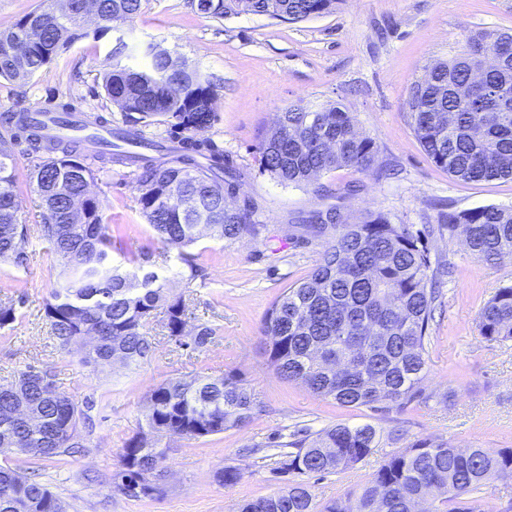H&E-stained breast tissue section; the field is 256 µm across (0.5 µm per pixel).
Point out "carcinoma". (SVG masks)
Here are the masks:
<instances>
[{
	"mask_svg": "<svg viewBox=\"0 0 512 512\" xmlns=\"http://www.w3.org/2000/svg\"><path fill=\"white\" fill-rule=\"evenodd\" d=\"M95 4L103 30L117 20L132 21L141 0H42L13 27L0 30V78L26 82L59 52L85 36L84 4ZM338 0H191L200 14L222 19L240 14L267 15L300 22L330 12ZM511 34L476 35L467 52L439 62L416 81L408 109L414 134L427 156L463 182L512 178V112H498L496 91L512 94V57L506 69L494 67L486 76L487 92L471 112L461 89L486 62L496 61ZM144 70L121 63L102 77L106 98L126 122L167 125L177 145L163 141L140 146L171 159L135 154L119 141L106 142L95 153L86 140L60 138L45 132L43 123L25 112H7L3 124L10 137L0 136V262L27 263L26 244L33 237L64 267V282L44 303L58 348L80 355L83 365L119 360L137 364L153 351L147 328L154 311L163 308L165 328L179 347L203 348L214 330L194 327L191 342L183 340L188 325L181 295H169L159 276L146 269L153 251L142 248L127 257L129 267L111 264L117 241L106 231L102 205L89 195L95 165L138 163L135 180L142 215L167 250L177 252L180 275L190 286L201 277L189 248L198 238V215L167 200L177 183L185 199L201 201L210 212V236L234 240L256 235V207L246 200L229 208L226 196L236 194V170L224 149L212 139L195 138L197 128L216 121L215 89L196 70L172 76L170 59L148 42L139 47ZM23 140L37 163L28 185L44 208V221L34 227L21 222L15 202L17 177L6 140ZM259 168L281 184L308 185L331 169H369L377 148L361 135L351 115L336 107L307 111L290 106L280 113L277 128L258 146ZM84 198L80 223L71 224L69 200ZM313 232L334 231V239L303 281L278 296L264 320L268 358L277 374L305 385L314 394L345 407L367 406L386 411L415 400L425 376V341L435 318L436 289L429 286L447 273L432 265L425 239L434 228L416 233L395 224L385 213L356 223L336 208L315 210L305 218ZM438 223L448 230L463 226L473 256L492 263L512 256V207L487 205L446 213ZM478 328L490 342L512 341V285H503L482 308ZM94 332V344L80 348ZM29 366L13 381L0 385V454L52 457L75 453L74 436L91 416L54 388L42 387ZM49 376V372H38ZM256 403L234 373L170 379L153 390L146 425L129 439L115 475L122 481L160 467L165 452L160 437L175 433L188 438L216 435L242 426ZM278 444V470L293 475L332 474L355 467L378 447L379 434L370 425L335 424L311 435L293 434ZM512 481V448L493 454L483 448H455L446 441L418 440L396 450L346 500L316 503L299 482L276 494L247 501L239 512H475L470 496L486 484ZM0 512H64L60 498L46 485L0 465Z\"/></svg>",
	"mask_w": 512,
	"mask_h": 512,
	"instance_id": "cac0c4a2",
	"label": "carcinoma"
}]
</instances>
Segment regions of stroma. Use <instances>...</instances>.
Returning <instances> with one entry per match:
<instances>
[{
    "label": "stroma",
    "mask_w": 512,
    "mask_h": 512,
    "mask_svg": "<svg viewBox=\"0 0 512 512\" xmlns=\"http://www.w3.org/2000/svg\"><path fill=\"white\" fill-rule=\"evenodd\" d=\"M85 24L86 37L59 53L24 83L0 80V113L67 104L111 118L113 125L147 138L165 127L124 123L101 88L116 36L129 48L152 42L175 52L216 88L217 119L200 138L222 145L241 172L238 199L257 207L258 235L221 241L201 234L191 251L205 281L186 287L176 252L164 251L141 213L134 166L99 169L90 184L101 201L109 234L122 247L113 263L140 247L155 250L154 270L167 291L184 295L190 325L214 329L200 350L169 341L163 311L151 324L154 352L132 366H81L59 352L43 304L62 281L61 267L44 243L30 239L24 267L0 264V301L22 300L16 321L0 329V384L32 365L49 369L56 391L90 405L92 430H80V453L34 459L9 454L21 471H36L68 512H237L243 501L265 497L300 481L315 502L343 498L386 456L419 439H444L458 448L490 452L512 448V342H487L477 323L497 289L512 282V256L491 264L471 255L461 230L437 225L439 212L484 205L512 206V180L466 183L424 153L411 126L407 101L429 68L466 52L470 36L512 33V0H339L330 13L298 23L265 15L208 18L189 0H142L131 22L108 33ZM291 105L315 110L337 106L378 148L366 172L341 167L311 185H284L260 170L257 147ZM338 206L350 219L388 214L410 230L435 227L427 246L450 268L440 286L441 309L426 345L420 399L386 412L343 407L305 386L280 378L267 361L264 316L286 288L306 278L328 243L312 237L299 217ZM237 373L258 410L250 422L200 439L169 434L159 441L166 458L154 477L157 492L130 498L113 485L125 443L145 424L151 392L172 378ZM373 425L380 444L355 468L292 478L277 472L271 442L290 441L294 430ZM227 466L241 468L231 487L217 480Z\"/></svg>",
    "instance_id": "35a3bbf8"
}]
</instances>
